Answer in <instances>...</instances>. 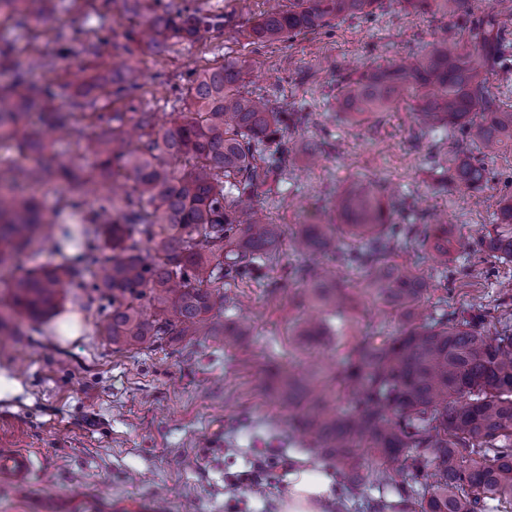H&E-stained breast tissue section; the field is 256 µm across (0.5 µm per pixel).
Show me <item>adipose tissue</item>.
<instances>
[{
  "mask_svg": "<svg viewBox=\"0 0 512 512\" xmlns=\"http://www.w3.org/2000/svg\"><path fill=\"white\" fill-rule=\"evenodd\" d=\"M335 500L334 479L318 464L307 461L288 475V493L280 512H330Z\"/></svg>",
  "mask_w": 512,
  "mask_h": 512,
  "instance_id": "obj_1",
  "label": "adipose tissue"
}]
</instances>
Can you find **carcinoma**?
<instances>
[{
	"label": "carcinoma",
	"mask_w": 512,
	"mask_h": 512,
	"mask_svg": "<svg viewBox=\"0 0 512 512\" xmlns=\"http://www.w3.org/2000/svg\"><path fill=\"white\" fill-rule=\"evenodd\" d=\"M95 0H0V18L26 31L52 11L86 5L98 26L82 51L93 53L111 32ZM380 0H289L288 8L261 15L248 31L263 44L314 31L333 19L370 16ZM163 6L126 31L125 39L158 55L192 44L221 26L199 6ZM418 13H462L468 44H438L409 63L379 66L342 77L336 99L342 111L364 116L405 105L427 126H458L465 146L440 167L437 191L476 198L487 185L486 169L473 156L512 139V109L504 108L491 78L509 49L500 12L474 0H399ZM248 68L228 61L190 73L185 98L190 110L159 114L141 108L143 84L130 68L112 76V95L126 109L97 111L91 90L69 94L67 86L37 85L18 71L0 87V143L37 156L32 166L0 158V271L13 257L46 243L60 260L12 278L9 300L0 304V335L18 331L17 318L40 322L61 307L60 287L82 273L108 301L98 331L114 344L153 345L167 336H211L232 349L252 332L240 319L225 329L212 323L223 299L220 284L250 276L280 239L252 200L281 170L284 130L298 122L288 106L247 89ZM54 139L75 138L84 122L101 128L87 145L89 164L63 163L29 125L30 109ZM62 183L89 192L94 207L74 232L58 224L29 193L34 186ZM338 223L304 224L291 239L301 254H320L365 271L356 288L341 284L334 268L316 264L295 271V283L314 306L352 309L364 296L411 314L427 291L426 280L392 260V243L404 232L419 236L448 257V225L401 226L362 179L336 194ZM111 213L112 221H101ZM360 244L345 250L337 231ZM80 235L75 261L65 244ZM470 248L492 251L512 262V194L504 197L492 228ZM488 314L428 316L380 341L351 333L348 354L319 375L279 372L288 409L310 448L336 460L348 488L365 485L375 465L379 481L395 477L400 492L419 512H495L512 505V318ZM326 334L322 323L304 322L302 343ZM347 394L352 407L336 410L319 383Z\"/></svg>",
	"instance_id": "cac0c4a2"
}]
</instances>
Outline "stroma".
I'll return each mask as SVG.
<instances>
[{
    "label": "stroma",
    "mask_w": 512,
    "mask_h": 512,
    "mask_svg": "<svg viewBox=\"0 0 512 512\" xmlns=\"http://www.w3.org/2000/svg\"><path fill=\"white\" fill-rule=\"evenodd\" d=\"M276 1L288 2L197 0L222 15L223 27L164 56L145 48L123 51V34L134 21L117 2L109 40L94 54L59 57L54 39L61 31L79 45L91 26L84 9L46 15L35 40L0 23L13 63L38 51L55 58L53 70L34 73L36 83L73 90L97 85L104 106L112 103L118 65L140 75L145 108L169 112L183 107L191 70L238 60L251 72V91L301 116L284 135V170L256 196L272 223L282 225L281 241L254 276L224 282L218 322L227 326L243 314L254 325L237 350L206 336H174L138 348L112 344L97 328L100 300L75 284L64 289L62 313L78 318V337L59 336L53 320L0 336V370L16 383L14 393L0 398V448L29 450L35 468L25 486L0 485V512H38L47 500L58 512H277L289 468L319 458L292 439L284 394L261 384L265 363L274 359L297 371L337 363L347 352L349 327L393 336L406 322L402 310L366 301L331 318L332 334L321 346L302 351L291 338L290 326L313 309L291 301V272L303 259L289 241L301 225L323 219L329 201L353 179L375 181L385 202L404 203L395 223L447 214L453 242L447 260L419 238L393 243L395 259L416 267L429 284L418 307L422 315L442 307L466 313L512 298V263L460 248L481 236L501 196L512 192V140L480 152L488 185L474 206L433 191L435 162L461 141L460 130L422 128L403 109L361 123L337 116L336 84L343 75L422 55L443 41L465 42V19L408 13L397 0H383L373 16L252 44L247 30ZM247 471L257 475L260 490L239 484Z\"/></svg>",
    "instance_id": "stroma-1"
}]
</instances>
